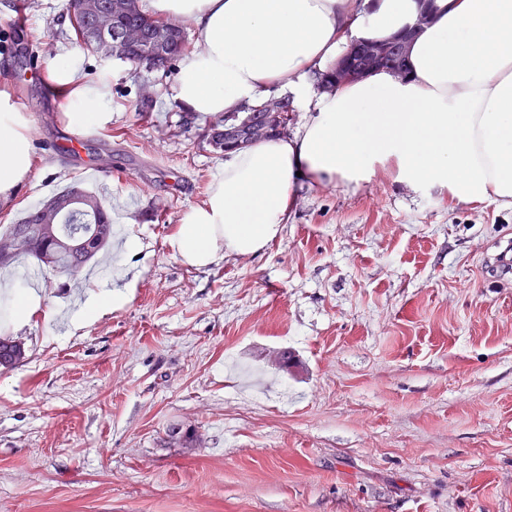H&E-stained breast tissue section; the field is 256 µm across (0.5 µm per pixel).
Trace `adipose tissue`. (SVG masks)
Returning a JSON list of instances; mask_svg holds the SVG:
<instances>
[{
    "label": "adipose tissue",
    "mask_w": 512,
    "mask_h": 512,
    "mask_svg": "<svg viewBox=\"0 0 512 512\" xmlns=\"http://www.w3.org/2000/svg\"><path fill=\"white\" fill-rule=\"evenodd\" d=\"M142 9L194 27L198 47L180 56L174 87L187 111L241 112L274 88L313 110L293 136L228 153L206 200L183 213L170 240L187 266L204 269L277 239L301 180L357 185L385 171L459 205L512 207V0H436L419 28L417 0H142ZM405 32V77L380 70L313 92L314 74L352 42ZM49 71L69 94L70 129L111 123L109 87L85 82L79 50L58 51ZM31 169L28 121L0 91V201ZM127 298L124 284L87 290L69 322H93ZM0 308L15 325L37 310L49 321L57 314L43 289L20 281L0 286Z\"/></svg>",
    "instance_id": "adipose-tissue-1"
}]
</instances>
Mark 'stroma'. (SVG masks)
I'll return each mask as SVG.
<instances>
[{"instance_id":"stroma-1","label":"stroma","mask_w":512,"mask_h":512,"mask_svg":"<svg viewBox=\"0 0 512 512\" xmlns=\"http://www.w3.org/2000/svg\"><path fill=\"white\" fill-rule=\"evenodd\" d=\"M14 2L0 0V91L29 119L32 170L0 230L108 155L90 190L112 241L79 276L23 255L0 281L39 280L64 311L84 289L132 288L80 329L0 328L26 349L0 370V512H512V276L484 264L512 208L388 175L301 181L262 251L188 267L168 240L224 167L210 118L176 101V67L87 50L112 122L69 152L68 96L30 65L74 46L66 0L12 27ZM128 236L137 249L118 252ZM173 426L195 446L170 443Z\"/></svg>"}]
</instances>
